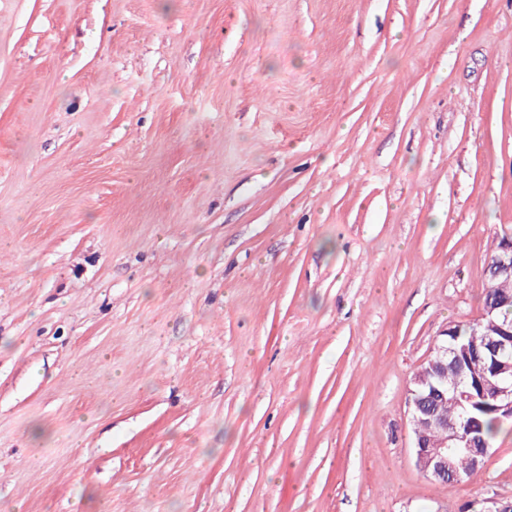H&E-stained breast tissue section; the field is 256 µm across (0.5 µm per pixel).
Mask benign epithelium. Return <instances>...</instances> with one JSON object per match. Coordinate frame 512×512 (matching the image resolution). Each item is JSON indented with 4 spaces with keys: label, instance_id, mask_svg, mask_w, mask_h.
I'll return each instance as SVG.
<instances>
[{
    "label": "benign epithelium",
    "instance_id": "7a95c632",
    "mask_svg": "<svg viewBox=\"0 0 512 512\" xmlns=\"http://www.w3.org/2000/svg\"><path fill=\"white\" fill-rule=\"evenodd\" d=\"M492 276L512 279V232L506 231L500 238L499 254L488 266ZM498 303L490 300L482 306L477 319L483 327L485 342L478 350L467 344H454L440 348L436 355L426 359L429 369L442 371V385L432 393L443 398L450 395L466 417L464 426L446 418L436 420L441 437L430 434H414L412 453L416 468L425 477L442 482H454L461 478L463 466L478 465L489 454V444L480 435L481 421L474 414L477 406L490 401V408L499 420L512 422V321H502L497 314ZM460 363L466 369L465 376L448 390V361ZM409 422L420 423L428 415L424 398L408 399ZM483 512H512V496L498 495L484 499Z\"/></svg>",
    "mask_w": 512,
    "mask_h": 512
}]
</instances>
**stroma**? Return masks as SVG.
<instances>
[{"label": "stroma", "mask_w": 512, "mask_h": 512, "mask_svg": "<svg viewBox=\"0 0 512 512\" xmlns=\"http://www.w3.org/2000/svg\"><path fill=\"white\" fill-rule=\"evenodd\" d=\"M512 230V0H0V512H460L410 380Z\"/></svg>", "instance_id": "35a3bbf8"}]
</instances>
